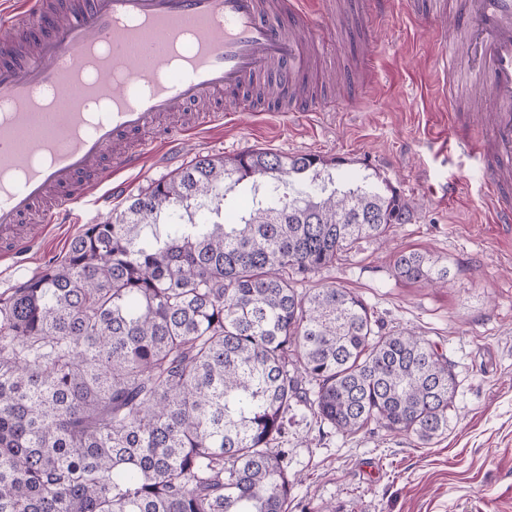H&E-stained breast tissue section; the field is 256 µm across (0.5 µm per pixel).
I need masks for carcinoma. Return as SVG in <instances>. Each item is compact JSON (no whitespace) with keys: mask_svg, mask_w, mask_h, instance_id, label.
<instances>
[{"mask_svg":"<svg viewBox=\"0 0 512 512\" xmlns=\"http://www.w3.org/2000/svg\"><path fill=\"white\" fill-rule=\"evenodd\" d=\"M339 166L198 157L0 294V512H288L292 408L342 435L448 430L447 356L343 288H299L408 217ZM245 183L262 198L228 224ZM393 269L448 279L418 252Z\"/></svg>","mask_w":512,"mask_h":512,"instance_id":"carcinoma-1","label":"carcinoma"}]
</instances>
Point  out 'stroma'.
<instances>
[{
    "label": "stroma",
    "mask_w": 512,
    "mask_h": 512,
    "mask_svg": "<svg viewBox=\"0 0 512 512\" xmlns=\"http://www.w3.org/2000/svg\"><path fill=\"white\" fill-rule=\"evenodd\" d=\"M317 24L313 77L339 110L282 122L274 113L232 116L187 151L147 158L127 176L111 209L198 156L251 148L344 158L347 187L379 176L412 211L389 243L312 274L307 287L345 288L371 306L384 330L407 329L443 351L457 381L448 430L430 445L369 427L352 436L311 425L295 409L288 426V473L298 476L288 512H512V227L491 223L485 171L454 141L433 83L441 32L422 28L394 0L385 24L364 26V0H309ZM377 43L363 63L365 37ZM91 215L79 213L18 265L0 264V292L58 263ZM430 254L448 267L442 286L397 278V251Z\"/></svg>",
    "instance_id": "stroma-1"
}]
</instances>
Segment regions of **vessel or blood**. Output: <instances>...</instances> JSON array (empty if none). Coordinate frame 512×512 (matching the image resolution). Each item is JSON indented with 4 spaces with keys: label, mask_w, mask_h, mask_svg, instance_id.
<instances>
[{
    "label": "vessel or blood",
    "mask_w": 512,
    "mask_h": 512,
    "mask_svg": "<svg viewBox=\"0 0 512 512\" xmlns=\"http://www.w3.org/2000/svg\"><path fill=\"white\" fill-rule=\"evenodd\" d=\"M466 64L444 46L438 81L464 70L495 109L467 113L497 223L512 224V0H457ZM315 22L303 0H0V260L29 252L93 193L111 201L146 157L223 126L216 102L258 114L264 89L279 112H321L307 80ZM95 70L91 84L76 79ZM39 90L68 97L44 111ZM109 100L89 123L82 101Z\"/></svg>",
    "instance_id": "b4317fda"
}]
</instances>
